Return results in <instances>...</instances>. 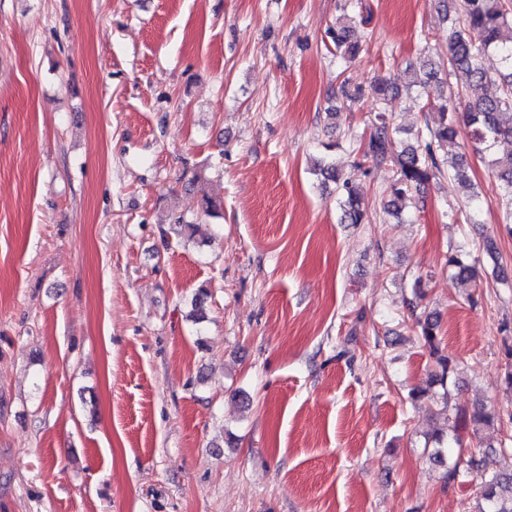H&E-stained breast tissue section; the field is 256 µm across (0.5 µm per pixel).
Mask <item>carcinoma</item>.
<instances>
[{"instance_id": "cac0c4a2", "label": "carcinoma", "mask_w": 512, "mask_h": 512, "mask_svg": "<svg viewBox=\"0 0 512 512\" xmlns=\"http://www.w3.org/2000/svg\"><path fill=\"white\" fill-rule=\"evenodd\" d=\"M328 37L336 56L344 60L357 57L360 47L351 41L350 30L338 24L329 28ZM493 52L500 58L505 72L499 74V93L470 100L464 110H459L455 96H445L430 89L438 80L445 67H450L456 77V86L465 95L476 94L491 81V76L478 64L483 52ZM411 85L420 89L422 110L436 112L439 122L435 127H425L415 136V142L404 144L396 154L391 152L393 128L388 117L380 112L368 136L360 142L359 166L370 163L374 166L390 165L394 178L390 185L391 199L386 204L387 212L396 214L399 203L409 197L414 189L437 175L450 171L460 181H468V163L465 155L448 154V145L456 138V120L462 118L471 128L473 149L489 157L488 164L497 182L499 195L512 204V153H500L502 143L512 142V7L507 0H461L454 30L448 39V59L429 57L420 61L419 75ZM323 181L336 184L339 196L341 222L344 224H366L370 212L362 202L355 185L349 178L342 177L336 164L327 162L319 167ZM446 264L451 280L467 285L482 276L480 261L463 253H451ZM418 335L428 348L435 362L432 382L447 385L448 378L455 372L457 359L445 352L438 335V322L427 317L418 322ZM448 394H443V407L436 415L444 416L445 426L435 428L427 434V442L434 444L433 461L445 463L453 459V465L446 466L443 478L450 482L458 475L463 464L459 456L461 431L469 429L476 437L501 433L503 417L493 408L475 405L450 417ZM495 452L494 444L486 445L483 457L474 463L479 496L476 512H512V473L491 467L490 456Z\"/></svg>"}]
</instances>
